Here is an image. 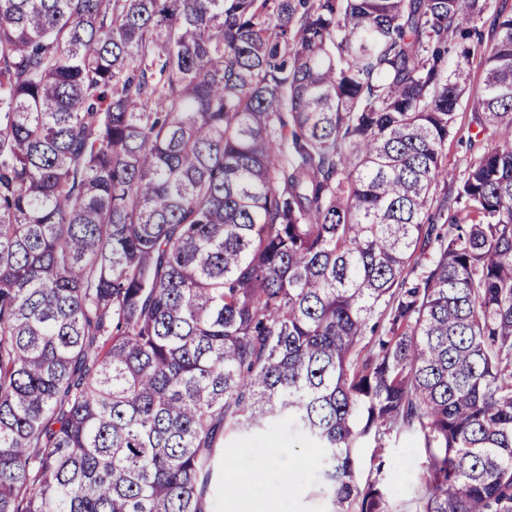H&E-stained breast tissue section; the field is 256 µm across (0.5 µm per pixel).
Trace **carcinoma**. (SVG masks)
Segmentation results:
<instances>
[{
	"label": "carcinoma",
	"instance_id": "cac0c4a2",
	"mask_svg": "<svg viewBox=\"0 0 512 512\" xmlns=\"http://www.w3.org/2000/svg\"><path fill=\"white\" fill-rule=\"evenodd\" d=\"M489 0H0V512H206L290 425L416 512H512V12ZM497 136L425 223L463 97ZM457 61H462V65H464L469 72L470 86L476 89L483 76V52L476 51L474 54H471L468 59H464L461 55V48L452 47L448 53V62L454 65ZM372 446L371 440H365L361 447L354 448L357 482L363 487L369 481H380L389 491L395 512H415L413 501L421 493L417 477L427 465L421 440L401 432L389 437L386 448Z\"/></svg>",
	"mask_w": 512,
	"mask_h": 512
}]
</instances>
